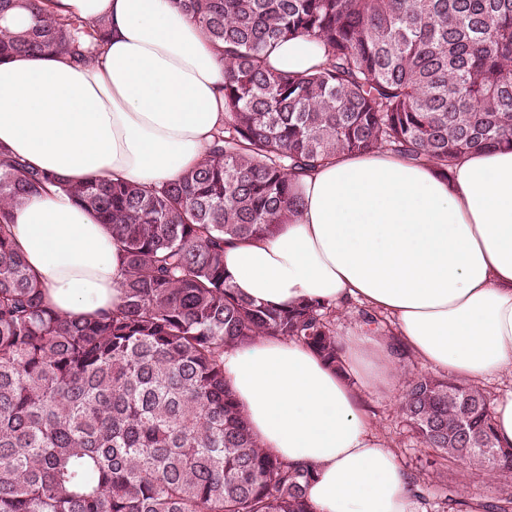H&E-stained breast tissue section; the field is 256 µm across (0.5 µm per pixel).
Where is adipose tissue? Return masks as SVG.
<instances>
[{"instance_id": "1", "label": "adipose tissue", "mask_w": 512, "mask_h": 512, "mask_svg": "<svg viewBox=\"0 0 512 512\" xmlns=\"http://www.w3.org/2000/svg\"><path fill=\"white\" fill-rule=\"evenodd\" d=\"M106 18L91 62L0 63V147L70 182L162 185L195 167L224 125V62L175 0H46ZM314 37L279 43L277 70L325 59ZM297 213L270 238L224 247L232 284L279 309L356 302L388 315L422 363L465 383L501 381L496 440L512 447V146L443 172L380 150L343 155L295 181ZM11 231L50 305L95 316L120 301L123 266L107 225L62 193L29 198ZM342 368L300 341L263 337L224 351L247 425L281 460L315 468L316 512H415L409 480L375 431L362 392L389 386V338L340 337Z\"/></svg>"}]
</instances>
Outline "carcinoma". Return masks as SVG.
<instances>
[{
	"label": "carcinoma",
	"mask_w": 512,
	"mask_h": 512,
	"mask_svg": "<svg viewBox=\"0 0 512 512\" xmlns=\"http://www.w3.org/2000/svg\"><path fill=\"white\" fill-rule=\"evenodd\" d=\"M0 0L32 25L0 30V62L91 59L111 22ZM224 56V127L203 161L155 186L64 182L0 151V512H314L315 469L289 465L249 431L224 378V349L294 338L340 364L336 306L287 311L245 298L224 244L274 235L298 210L293 178L352 153L390 150L446 171L512 142V0H177ZM315 36L311 74L271 68L279 42ZM56 186L109 227L122 301L62 315L20 253L14 206ZM491 397L427 373L399 409L436 456L502 484Z\"/></svg>",
	"instance_id": "1"
}]
</instances>
